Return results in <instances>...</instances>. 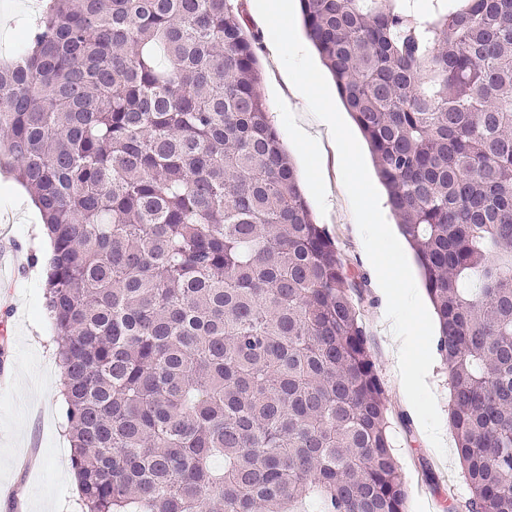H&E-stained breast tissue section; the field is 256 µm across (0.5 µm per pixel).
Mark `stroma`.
Here are the masks:
<instances>
[{"label":"stroma","instance_id":"1","mask_svg":"<svg viewBox=\"0 0 512 512\" xmlns=\"http://www.w3.org/2000/svg\"><path fill=\"white\" fill-rule=\"evenodd\" d=\"M250 32L259 35V91L269 115L302 175L305 197L318 223L324 224L343 260L362 276L353 300L366 326L378 375L386 390L394 454L407 477L408 512H446L456 504L465 512L470 496L455 450L447 435L444 451L427 444L420 421L403 397L401 377L380 332L386 298L364 249L340 173L337 146L321 129L312 148L294 140V126L309 111L305 97L290 82L282 63L272 59L271 36L259 18L255 0H241ZM38 0H0V60L14 58L24 20L33 18ZM40 216L27 193L0 175V252L21 261L8 269L13 294L0 302V368L12 379L0 391V512H78V492L70 466V443L64 431L62 370L44 313V275L30 262L41 247Z\"/></svg>","mask_w":512,"mask_h":512}]
</instances>
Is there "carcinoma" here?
Returning a JSON list of instances; mask_svg holds the SVG:
<instances>
[{"label": "carcinoma", "mask_w": 512, "mask_h": 512, "mask_svg": "<svg viewBox=\"0 0 512 512\" xmlns=\"http://www.w3.org/2000/svg\"><path fill=\"white\" fill-rule=\"evenodd\" d=\"M299 6L439 322L466 508L512 512V0ZM257 45L238 0H48L0 63L81 512H406L358 285Z\"/></svg>", "instance_id": "carcinoma-1"}]
</instances>
